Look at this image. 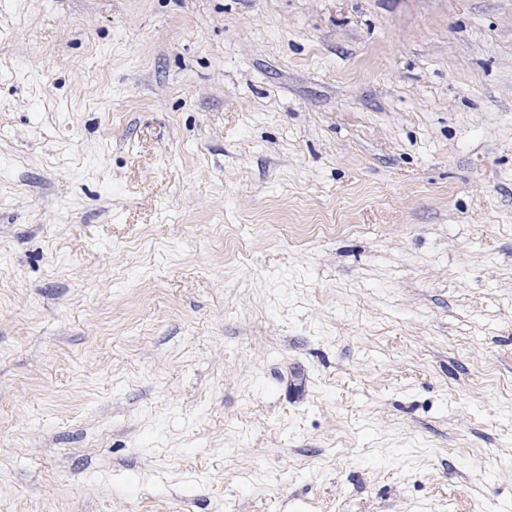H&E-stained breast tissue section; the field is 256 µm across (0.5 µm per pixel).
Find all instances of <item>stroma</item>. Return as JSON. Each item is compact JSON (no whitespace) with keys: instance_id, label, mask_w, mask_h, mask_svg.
Masks as SVG:
<instances>
[{"instance_id":"stroma-1","label":"stroma","mask_w":512,"mask_h":512,"mask_svg":"<svg viewBox=\"0 0 512 512\" xmlns=\"http://www.w3.org/2000/svg\"><path fill=\"white\" fill-rule=\"evenodd\" d=\"M0 512H512V0H0Z\"/></svg>"}]
</instances>
